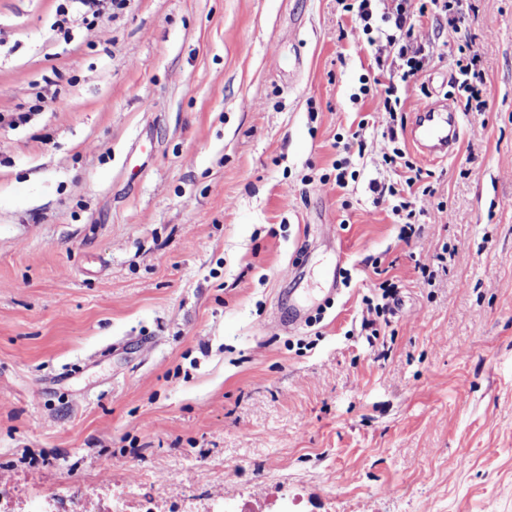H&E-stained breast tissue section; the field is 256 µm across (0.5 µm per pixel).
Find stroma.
I'll list each match as a JSON object with an SVG mask.
<instances>
[{"mask_svg":"<svg viewBox=\"0 0 512 512\" xmlns=\"http://www.w3.org/2000/svg\"><path fill=\"white\" fill-rule=\"evenodd\" d=\"M56 6L0 0V512L78 487L112 512H512V0L429 6L393 118L352 99L372 57L337 0H128L69 43ZM469 42L480 112L452 83ZM444 98L462 136L430 161L407 130ZM391 126L431 174L408 238L368 188L407 176ZM356 130V180L321 184ZM340 254L349 286L282 329ZM379 288L382 290L381 300L386 302L374 303V300L369 297L365 299L368 316L362 319L361 329L367 332L366 336L369 344H372L373 340L377 339V336L379 335V329L376 328L377 320L384 317L385 312L389 311V299L394 295L395 285L385 281L381 283ZM370 316L375 317L370 318Z\"/></svg>","mask_w":512,"mask_h":512,"instance_id":"1","label":"stroma"}]
</instances>
